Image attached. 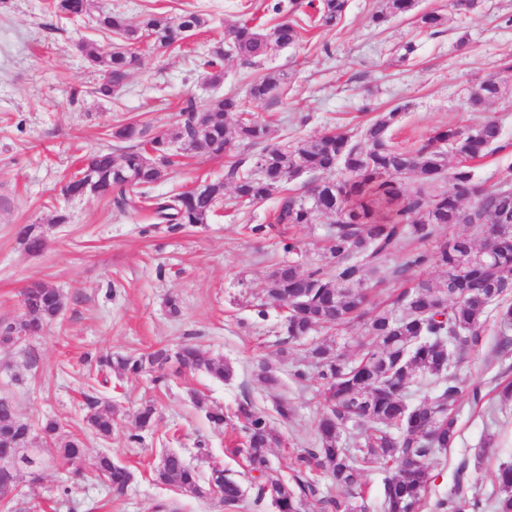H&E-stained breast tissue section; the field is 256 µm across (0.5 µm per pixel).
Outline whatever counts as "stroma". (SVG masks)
Returning a JSON list of instances; mask_svg holds the SVG:
<instances>
[{
  "label": "stroma",
  "mask_w": 512,
  "mask_h": 512,
  "mask_svg": "<svg viewBox=\"0 0 512 512\" xmlns=\"http://www.w3.org/2000/svg\"><path fill=\"white\" fill-rule=\"evenodd\" d=\"M48 2L0 0V322L21 318V292L33 283L58 289L64 305L41 335L0 345V398L9 399L33 425L59 420L65 431L83 439L86 463L108 453L135 478L116 494L95 480L70 478L66 468L52 464L42 470L31 497L16 501L15 512H154L162 502L176 503L178 512H224L219 495L194 497L157 484L149 466L162 451L175 450L204 476L215 464L243 472L242 457L232 453L241 431L210 427L192 402L196 395L227 411L247 397L265 411L282 439L269 454L281 477L290 476L295 453L314 443L319 399L313 387L291 379L293 368L305 367V351L279 353L276 315L261 321L253 314L270 272L287 259L278 230L262 238L249 231L269 222L276 200L238 208L228 187L224 206L208 223L177 228L158 223L147 211L122 214L97 196L65 200L64 175L108 145L106 131L113 125L136 119L170 132L186 98L206 107L215 96L232 93L249 116L268 124L271 142L281 145L352 131L369 116L398 106L404 116L391 134L402 146L420 145L439 129L495 118L508 147L473 165L481 181L494 184L497 171L512 166V82L479 111H471L468 100L473 87L498 74L503 59L512 56V0H477L470 11L452 15L438 34L421 30L415 14L374 23L381 0H348L333 28L313 30L253 67L225 61L217 89L199 69V57L223 40L225 23L245 13L268 26L278 22L272 0H95L134 24L149 11L175 15L199 6L212 15L207 27L167 52L138 45V68L109 101L90 96L101 75L86 67L79 45L106 50L111 37L98 31L93 19L75 25L57 19ZM408 42L415 48L410 62L396 65L399 48ZM275 71L287 72V92L249 98L252 81ZM246 155L241 149L232 158H187L153 192L167 196L200 180L223 178L233 158ZM61 210L68 223H54ZM23 224L42 225L47 244L41 253H28L18 240ZM171 298L179 315L168 312ZM497 333V325L489 324L479 348L460 366L465 382L486 393L498 378L512 379V353L496 352ZM187 342L232 363L234 378L222 383L185 371L164 391L144 376L112 378L99 389L115 411L112 436L101 439L88 430L81 402L96 379L95 356L175 349ZM261 359L279 378V389L254 378L253 366ZM278 395L296 408L289 420L274 412ZM148 401L156 407L155 424L142 447H129L127 437ZM458 426L454 445L428 460L436 477L433 496L447 494L464 460L483 491L492 492L497 464L512 458V400L488 399L477 406L463 401ZM200 442L207 455H198ZM64 481L71 487L66 494L59 489Z\"/></svg>",
  "instance_id": "stroma-1"
}]
</instances>
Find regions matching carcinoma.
<instances>
[{"label":"carcinoma","instance_id":"1","mask_svg":"<svg viewBox=\"0 0 512 512\" xmlns=\"http://www.w3.org/2000/svg\"><path fill=\"white\" fill-rule=\"evenodd\" d=\"M313 13L289 16L270 28L243 18L224 25V40L203 57L201 66L213 87L224 82V61L234 57L254 66L266 57L271 45L286 47L303 40L310 28H331L346 12L348 0H309ZM56 17L77 21L89 14L91 0H50ZM415 0H384L372 16L382 24L408 14ZM207 14L185 10L178 15L152 12L138 25L127 23L123 14L98 11L99 31L113 36L110 50L102 52L89 44L80 50L89 67L103 73L92 94L112 100L139 64L134 45L147 38L165 51L192 32L204 27ZM419 26L437 32L447 18L436 12L417 17ZM288 87V74L268 73L249 88L258 100ZM502 81L487 79L484 98L478 106L500 96ZM401 119L395 109L372 119L360 136L346 131L328 132L293 145L268 142L267 125L241 116V102L234 95L219 96L206 109L193 99L185 100L171 133L150 132L138 121H127L112 130V138L131 143L121 154L112 148L98 150L63 185L68 197L81 196L83 182L77 175H94L99 196L121 213L150 211L166 224H205L224 202V186H233L235 204L248 207L278 195L274 223L294 229L313 224L316 216L331 215L334 221L326 237L324 263L302 272L292 260L278 264L268 277L267 301L255 306L264 320L269 310H281L279 345H301L310 336L326 331L336 345L323 340L307 344V356L315 370L317 394L323 411L317 420L315 447L294 458L288 481L275 475L268 455L280 438L272 433L266 413L247 397L237 403L233 416L223 409L195 400L206 420L216 428L237 420L242 441L233 453L244 457L246 471L256 492V501L273 494L277 512H306L307 503L318 498L320 512H363L365 470L380 465L386 470L381 494V512H482L478 480L467 461L456 471L448 495L431 499L433 476L428 459L452 446L458 433L457 410L463 397L462 379L454 368L480 346L490 320L512 327V170L494 187L479 181L471 163L506 148L501 127L492 119L461 128L435 131L416 148L391 145L388 132ZM180 149L213 157L230 155L241 145L256 149L250 166L233 162L224 180L200 182L199 186L172 196L152 194L154 185L174 172V157ZM321 179L314 199L288 188L300 173ZM133 178L127 183L126 178ZM416 186L407 189V181ZM466 224L478 237L451 234L450 226ZM18 238L25 249L37 254L45 247L38 224H24ZM432 247H427V244ZM399 255L393 266L387 262ZM429 268L439 277H423ZM385 275L407 287L391 295L382 307L372 305L369 281ZM38 320L27 324L28 336H36L45 322L62 307L59 292L46 286L37 289L33 302ZM372 337L357 345L354 358L343 352L346 335L354 327ZM204 372L214 379L230 381L233 367L186 344L176 351L158 348L128 355H105L96 359L98 370L108 375L150 376L152 384L168 387L170 366ZM89 428L101 437L112 434L114 416L97 393H83ZM155 408L139 413L136 432L129 442L141 443V431L151 427ZM44 438L60 458L80 466L84 442L65 434L56 420L47 421ZM10 449L31 482L39 481L42 447L32 426L20 419L13 404L0 398V449ZM325 474L327 494L317 497L312 479ZM114 491L124 490L133 472L100 455L91 471ZM154 480L196 497L206 488L196 468L177 452H168L153 468ZM494 512H512V460L499 464ZM208 485L220 493L224 510L241 508L245 488L239 477L213 466Z\"/></svg>","mask_w":512,"mask_h":512}]
</instances>
